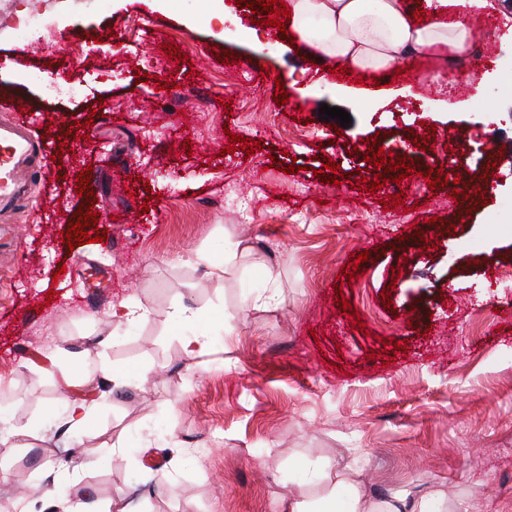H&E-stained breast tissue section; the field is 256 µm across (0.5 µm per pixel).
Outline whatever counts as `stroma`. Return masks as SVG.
I'll return each mask as SVG.
<instances>
[{
  "instance_id": "35a3bbf8",
  "label": "stroma",
  "mask_w": 512,
  "mask_h": 512,
  "mask_svg": "<svg viewBox=\"0 0 512 512\" xmlns=\"http://www.w3.org/2000/svg\"><path fill=\"white\" fill-rule=\"evenodd\" d=\"M36 12L46 26L18 40ZM251 15L239 0H0V116L24 101L34 137L59 149L0 251V428L40 424L0 454V512H19L21 483L31 512L113 499L127 512H278L324 459L376 497L439 490L471 512H512V161L490 165L484 147L512 143V0L480 10L496 36L473 41L448 93L427 57L392 79L336 77V60ZM46 79L75 92L48 97ZM279 85L297 112L277 106ZM324 104L350 124L321 119ZM69 130L87 136L60 147ZM233 134L260 151L228 152ZM417 136L431 143L422 167L446 182L410 174L390 206L367 187V142L403 159ZM327 157L341 185L316 178ZM89 210L103 242L69 247L61 232ZM228 242L245 253L209 276ZM255 282L275 299L240 313ZM122 300L139 323L113 321ZM180 303L236 323L176 322ZM200 333L209 352L190 356ZM102 363L155 373L116 397ZM63 364L90 372L88 430L66 421ZM53 458L82 480L61 481Z\"/></svg>"
}]
</instances>
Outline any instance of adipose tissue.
<instances>
[{"label":"adipose tissue","mask_w":512,"mask_h":512,"mask_svg":"<svg viewBox=\"0 0 512 512\" xmlns=\"http://www.w3.org/2000/svg\"><path fill=\"white\" fill-rule=\"evenodd\" d=\"M482 0H435L423 21H415L408 0H288L298 37L319 52L359 69L381 70L409 57H428L442 50L468 51L474 37L473 9ZM317 489L299 487L282 512H428L430 499H380L366 494L346 471L324 463Z\"/></svg>","instance_id":"obj_1"}]
</instances>
